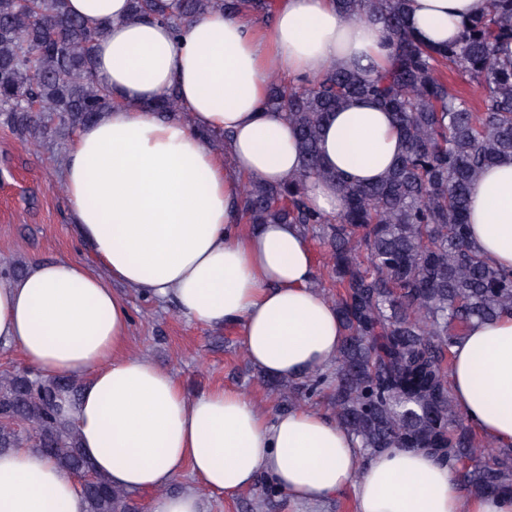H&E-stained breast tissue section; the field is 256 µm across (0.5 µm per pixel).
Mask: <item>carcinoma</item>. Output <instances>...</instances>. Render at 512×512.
Listing matches in <instances>:
<instances>
[{
	"instance_id": "carcinoma-1",
	"label": "carcinoma",
	"mask_w": 512,
	"mask_h": 512,
	"mask_svg": "<svg viewBox=\"0 0 512 512\" xmlns=\"http://www.w3.org/2000/svg\"><path fill=\"white\" fill-rule=\"evenodd\" d=\"M346 16L381 26L390 66L331 69L304 84L270 80L266 105L284 108L294 125L300 175L286 185L255 180L243 189L249 224H299L329 249L336 313L347 329L334 372L270 384L281 405L308 402L331 388L336 420L361 447L426 448L468 492L512 491V447L492 449L454 408L451 348L473 320L512 311V270L488 264L468 241V187L485 168L512 155V0H489L446 44L428 46L406 26L405 0H336ZM132 17L165 20L173 31L220 8L268 18L275 0H131ZM106 25H91L68 0H0V119L23 142L73 129L112 108L111 92L93 77ZM475 84L474 108L448 86L445 71ZM372 99L392 114L402 136L397 162L381 183H339L343 209L312 210L302 183L321 168L323 123L348 100ZM176 89L152 110L177 111ZM51 113L45 119L43 113ZM79 382H46L29 371H0V449L36 448L66 473H90L87 512H136L137 493L93 474L61 401Z\"/></svg>"
}]
</instances>
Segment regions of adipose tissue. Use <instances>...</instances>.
<instances>
[{
	"instance_id": "adipose-tissue-1",
	"label": "adipose tissue",
	"mask_w": 512,
	"mask_h": 512,
	"mask_svg": "<svg viewBox=\"0 0 512 512\" xmlns=\"http://www.w3.org/2000/svg\"><path fill=\"white\" fill-rule=\"evenodd\" d=\"M488 0H407L411 32L428 45L457 36ZM109 21L94 75L115 103L82 126L61 171L70 224L89 260H38L0 275V343L43 378L80 381L64 416L113 486L153 494L151 512H210L267 480L287 512H320L350 497L352 512H512V492L471 495L423 448L367 451L328 411L301 403L261 411L250 392L188 394L176 375L130 353L127 292L187 322L231 329L261 375L289 380L332 371L345 330L316 289L317 262L296 224H248L246 179L284 184L302 159L284 111L267 108L271 78L389 63L380 26L346 18L336 0H277L272 22L248 10L209 11L181 31L134 20L130 0H69ZM177 87L184 115L151 102ZM225 134L223 148L208 140ZM390 113L349 100L325 124L331 178L304 197L327 216L338 181L380 182L401 152ZM468 240L512 269V156L469 188ZM454 407L483 439L512 447V314L473 321L452 349ZM0 512H86L76 482L33 448L0 452Z\"/></svg>"
}]
</instances>
